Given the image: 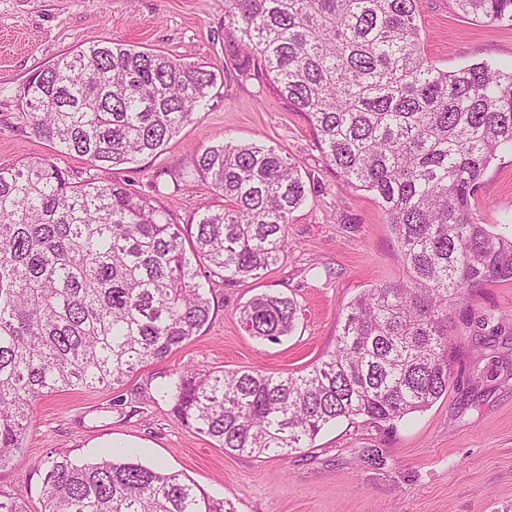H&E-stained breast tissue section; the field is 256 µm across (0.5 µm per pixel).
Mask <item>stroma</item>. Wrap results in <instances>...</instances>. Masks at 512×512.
<instances>
[{
  "instance_id": "1",
  "label": "stroma",
  "mask_w": 512,
  "mask_h": 512,
  "mask_svg": "<svg viewBox=\"0 0 512 512\" xmlns=\"http://www.w3.org/2000/svg\"><path fill=\"white\" fill-rule=\"evenodd\" d=\"M229 0H0V164L53 156L70 177L85 178L77 155L18 130L17 94L40 67L108 39L180 55L224 58ZM425 53L455 70L479 61H512V27L476 22L453 0H420ZM282 149L318 180L315 193L288 225L287 255L258 280L213 278L211 319L165 360L147 364L111 391L72 389L43 398L23 447L0 465V494L40 512L35 461L67 450L90 458L101 446L136 448L143 464L160 463L210 494L230 498L237 512H512V324L495 336L456 324L461 347L447 395L411 424L378 428L344 420L312 445L285 458L230 455L180 424L158 386L189 365L212 371L259 367L295 372L332 351L344 305L363 290L398 278L401 267L386 218L371 194L346 186L325 162L303 113L292 111L267 83L225 75L207 105L158 155L103 178L143 194H171L177 223L216 203L191 174L197 148L224 137ZM491 231L512 217V153L493 162L476 197ZM280 293L300 307L292 335L273 344L245 330L240 310L254 295ZM496 374H488L490 360Z\"/></svg>"
}]
</instances>
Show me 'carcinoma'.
<instances>
[{"label":"carcinoma","instance_id":"1","mask_svg":"<svg viewBox=\"0 0 512 512\" xmlns=\"http://www.w3.org/2000/svg\"><path fill=\"white\" fill-rule=\"evenodd\" d=\"M475 21L512 25V0H454ZM419 0H230L215 67L95 42L38 69L18 94L22 128L61 154L118 170L161 153L230 72L267 82L304 113L326 162L384 212L404 271L343 308L334 349L299 372L171 373L181 424L229 454L286 457L342 419L396 426L448 393L468 300L512 282V231L475 218L491 163L512 151V64L444 70L427 58ZM193 175L221 199L175 224L170 210L99 175L73 182L49 157L0 164V464L21 448L35 403L110 391L209 323L210 276L260 278L315 184L273 146L222 140ZM275 293L241 310L278 343L296 326ZM40 512H237L163 466L104 451L34 464Z\"/></svg>","mask_w":512,"mask_h":512}]
</instances>
